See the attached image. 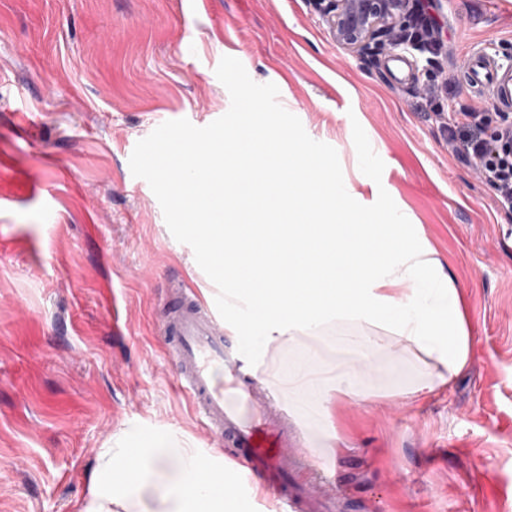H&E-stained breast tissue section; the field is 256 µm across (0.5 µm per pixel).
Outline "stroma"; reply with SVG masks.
I'll list each match as a JSON object with an SVG mask.
<instances>
[{"label": "stroma", "mask_w": 512, "mask_h": 512, "mask_svg": "<svg viewBox=\"0 0 512 512\" xmlns=\"http://www.w3.org/2000/svg\"><path fill=\"white\" fill-rule=\"evenodd\" d=\"M425 9L440 51L363 59L309 0H0V147L13 154L0 168V512H78L99 449L124 430L218 448L156 327L172 277L210 303L217 291L129 158L163 122L228 111L225 56L336 149L346 203L416 225L465 298L472 353L452 387L423 389L422 362L399 354L362 377L370 399L339 397L342 448L320 456L310 427L297 440L364 512H512V209L448 147L461 105L512 128V109L461 71L471 51L512 61V0ZM346 333L269 349L263 370L348 359ZM224 478L250 512H283L243 467L225 462Z\"/></svg>", "instance_id": "1"}]
</instances>
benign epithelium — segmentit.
<instances>
[{"label":"benign epithelium","mask_w":512,"mask_h":512,"mask_svg":"<svg viewBox=\"0 0 512 512\" xmlns=\"http://www.w3.org/2000/svg\"><path fill=\"white\" fill-rule=\"evenodd\" d=\"M336 41L358 55L373 56L405 42L422 46V0H313Z\"/></svg>","instance_id":"7a95c632"}]
</instances>
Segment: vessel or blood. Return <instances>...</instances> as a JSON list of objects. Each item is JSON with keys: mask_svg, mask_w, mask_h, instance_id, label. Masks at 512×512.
<instances>
[{"mask_svg": "<svg viewBox=\"0 0 512 512\" xmlns=\"http://www.w3.org/2000/svg\"><path fill=\"white\" fill-rule=\"evenodd\" d=\"M462 69L470 82L487 86L493 97L512 106L511 64L475 52L463 58ZM157 325L177 367V385L201 429L229 448L233 461L257 474L286 512H315L318 506L344 501V493L325 489L319 476L302 487L292 481L288 410L276 399L259 396L255 378L225 346L224 321L216 307L176 279Z\"/></svg>", "mask_w": 512, "mask_h": 512, "instance_id": "obj_1", "label": "vessel or blood"}]
</instances>
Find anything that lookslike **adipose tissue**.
Wrapping results in <instances>:
<instances>
[{
  "label": "adipose tissue",
  "mask_w": 512,
  "mask_h": 512,
  "mask_svg": "<svg viewBox=\"0 0 512 512\" xmlns=\"http://www.w3.org/2000/svg\"><path fill=\"white\" fill-rule=\"evenodd\" d=\"M195 153L187 167L224 190V221H209L211 200L179 184L186 222L206 224L201 244L224 279V326L248 339L262 366L271 346L319 340L338 322L363 359L379 350L372 329L431 362L429 389L447 388L471 356L463 295L411 224L339 220L345 194L327 162L308 163L307 146L266 117ZM290 411L317 423L324 447L339 445L327 425L338 395L366 399L357 371L331 360L289 371ZM79 512H248L224 491L222 455L165 435L125 431L100 448Z\"/></svg>",
  "instance_id": "obj_1"
}]
</instances>
